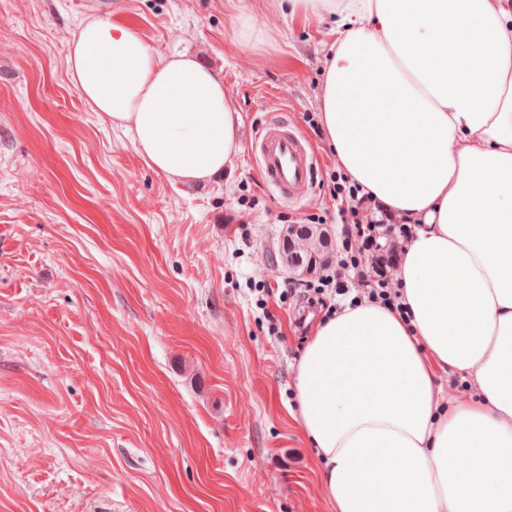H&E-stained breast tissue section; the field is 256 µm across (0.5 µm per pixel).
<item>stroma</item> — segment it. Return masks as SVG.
I'll return each mask as SVG.
<instances>
[{"mask_svg": "<svg viewBox=\"0 0 512 512\" xmlns=\"http://www.w3.org/2000/svg\"><path fill=\"white\" fill-rule=\"evenodd\" d=\"M240 1L272 45L234 39ZM91 18L222 75L243 145L222 175L172 180L89 110L65 58ZM337 19L280 0H0V512H336L291 412L322 303L280 253L309 215L337 245L345 226L323 188L275 200L248 146L265 111L304 132L320 117Z\"/></svg>", "mask_w": 512, "mask_h": 512, "instance_id": "35a3bbf8", "label": "stroma"}]
</instances>
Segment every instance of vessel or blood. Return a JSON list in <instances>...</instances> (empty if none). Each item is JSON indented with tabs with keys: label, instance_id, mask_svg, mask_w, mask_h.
I'll use <instances>...</instances> for the list:
<instances>
[{
	"label": "vessel or blood",
	"instance_id": "obj_1",
	"mask_svg": "<svg viewBox=\"0 0 512 512\" xmlns=\"http://www.w3.org/2000/svg\"><path fill=\"white\" fill-rule=\"evenodd\" d=\"M251 156L278 201L297 203L311 195L319 158L309 140L283 117L260 123Z\"/></svg>",
	"mask_w": 512,
	"mask_h": 512
}]
</instances>
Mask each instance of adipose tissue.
Returning a JSON list of instances; mask_svg holds the SVG:
<instances>
[{"mask_svg":"<svg viewBox=\"0 0 512 512\" xmlns=\"http://www.w3.org/2000/svg\"><path fill=\"white\" fill-rule=\"evenodd\" d=\"M339 9L322 123L340 168L411 224L399 308L322 317L296 418L336 512H512V0H288ZM146 164L209 181L241 151L221 75L117 21L65 59ZM475 391L445 402L437 374Z\"/></svg>","mask_w":512,"mask_h":512,"instance_id":"obj_1","label":"adipose tissue"}]
</instances>
